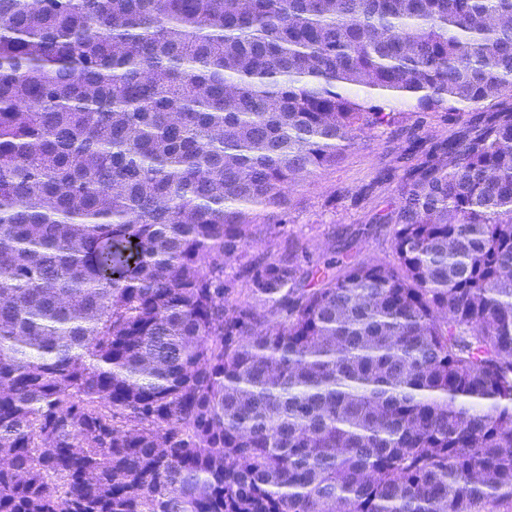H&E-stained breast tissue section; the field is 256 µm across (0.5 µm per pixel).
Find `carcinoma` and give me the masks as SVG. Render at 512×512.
Here are the masks:
<instances>
[{
    "label": "carcinoma",
    "instance_id": "obj_1",
    "mask_svg": "<svg viewBox=\"0 0 512 512\" xmlns=\"http://www.w3.org/2000/svg\"><path fill=\"white\" fill-rule=\"evenodd\" d=\"M392 102L391 259L274 252ZM505 499L512 0H0V512Z\"/></svg>",
    "mask_w": 512,
    "mask_h": 512
}]
</instances>
